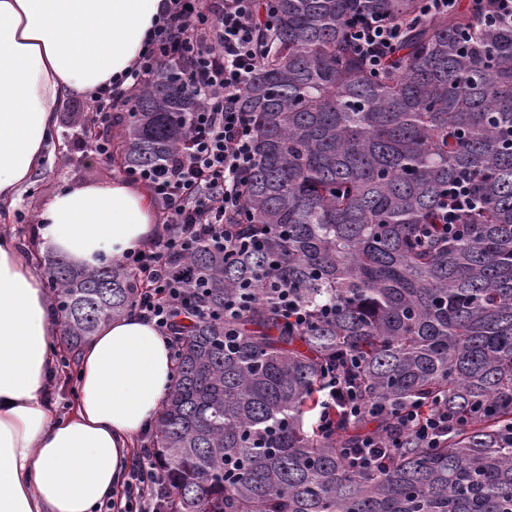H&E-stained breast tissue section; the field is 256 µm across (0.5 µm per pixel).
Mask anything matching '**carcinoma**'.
Listing matches in <instances>:
<instances>
[{
	"label": "carcinoma",
	"instance_id": "carcinoma-1",
	"mask_svg": "<svg viewBox=\"0 0 512 512\" xmlns=\"http://www.w3.org/2000/svg\"><path fill=\"white\" fill-rule=\"evenodd\" d=\"M357 8L403 20L417 0H276L275 50L242 104L247 243L168 262L193 304L152 434L168 512H512V28L431 18L376 77L345 34ZM197 106L174 66L155 70L112 117V166L162 165ZM461 172L483 208L446 239L442 192ZM47 275L72 355L132 312L138 284L117 262L54 257ZM282 288L313 312L305 327L280 316ZM352 355L348 383L382 413L306 425ZM408 406L448 407L438 447L399 424ZM366 438L384 471L348 467Z\"/></svg>",
	"mask_w": 512,
	"mask_h": 512
}]
</instances>
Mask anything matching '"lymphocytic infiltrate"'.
Returning <instances> with one entry per match:
<instances>
[{"mask_svg":"<svg viewBox=\"0 0 512 512\" xmlns=\"http://www.w3.org/2000/svg\"><path fill=\"white\" fill-rule=\"evenodd\" d=\"M271 0H166L128 84H115L90 97L88 121L105 125L159 66L178 65L179 89L200 100L177 154L162 167L128 172L146 184L163 232L149 249L123 255L122 264L139 280L134 310L153 322L166 339L177 336L176 322L188 313L186 291L165 269L172 254L205 241L227 249L240 243L237 215L253 168V117L240 107L243 92L263 59L274 50L263 35L272 30ZM462 0H419L404 20L352 12L345 22L351 46L371 71H381L406 39L409 29L430 17L456 13ZM472 174L450 181L443 198L444 223L458 224L475 209ZM447 409L429 413L408 409L402 423L422 444L433 447L447 436ZM125 505L106 503L103 512H164L171 491L163 480L158 449L144 447L123 482Z\"/></svg>","mask_w":512,"mask_h":512,"instance_id":"obj_1","label":"lymphocytic infiltrate"}]
</instances>
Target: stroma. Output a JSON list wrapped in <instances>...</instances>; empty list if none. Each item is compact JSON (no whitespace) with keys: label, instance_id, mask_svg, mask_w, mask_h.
<instances>
[{"label":"stroma","instance_id":"stroma-1","mask_svg":"<svg viewBox=\"0 0 512 512\" xmlns=\"http://www.w3.org/2000/svg\"><path fill=\"white\" fill-rule=\"evenodd\" d=\"M81 98L71 99L58 112L50 143V158L20 193L8 222H0V236L14 238L32 263L38 276H45L43 259L49 249L31 216L40 214L60 190L78 184H99L120 177L121 172L105 159L88 154L84 146L85 122H82ZM74 368L56 363L51 369L46 398L56 412L67 413L76 399Z\"/></svg>","mask_w":512,"mask_h":512}]
</instances>
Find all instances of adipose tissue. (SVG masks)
Returning <instances> with one entry per match:
<instances>
[{
    "instance_id": "ef3b65f1",
    "label": "adipose tissue",
    "mask_w": 512,
    "mask_h": 512,
    "mask_svg": "<svg viewBox=\"0 0 512 512\" xmlns=\"http://www.w3.org/2000/svg\"><path fill=\"white\" fill-rule=\"evenodd\" d=\"M164 0H0V211L47 160L56 113L118 80L145 47ZM147 196L127 181L57 193L39 216L45 244L84 268L151 236ZM59 325L18 244L0 238V512H97L124 481L136 437L172 384L167 340L137 315L83 347L72 411L45 398Z\"/></svg>"
}]
</instances>
